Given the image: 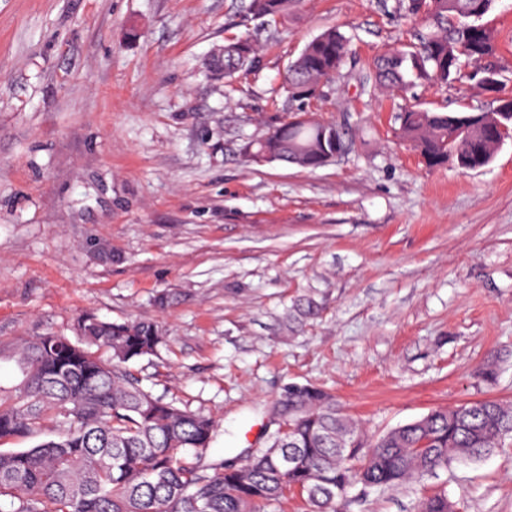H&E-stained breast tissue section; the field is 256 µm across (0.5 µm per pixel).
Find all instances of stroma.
<instances>
[{
	"instance_id": "stroma-1",
	"label": "stroma",
	"mask_w": 512,
	"mask_h": 512,
	"mask_svg": "<svg viewBox=\"0 0 512 512\" xmlns=\"http://www.w3.org/2000/svg\"><path fill=\"white\" fill-rule=\"evenodd\" d=\"M385 0H304L275 22L249 0H0V350L77 319L159 326L128 371L211 415L214 457L245 458L289 386L328 389L375 437L439 407L512 403V140L486 167L427 168L399 106L493 109L512 96V0L489 18L504 87L385 91L373 62L412 42ZM350 37L310 101L349 150L310 170L245 152L289 120L285 69L324 28ZM258 64L213 76L227 40ZM316 315L295 318L296 304ZM496 364L485 382L475 369ZM512 512V440L339 512Z\"/></svg>"
}]
</instances>
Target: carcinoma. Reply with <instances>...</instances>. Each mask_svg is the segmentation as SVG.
Masks as SVG:
<instances>
[{
    "mask_svg": "<svg viewBox=\"0 0 512 512\" xmlns=\"http://www.w3.org/2000/svg\"><path fill=\"white\" fill-rule=\"evenodd\" d=\"M300 0H249L258 19L281 18ZM494 0H395L394 15L418 21L416 42L380 55L376 83L390 89L445 85L466 77L467 67L489 64L495 35L485 21ZM348 37L327 28L312 38L285 73L288 97L299 102L297 123H283L247 145L302 168L346 141L335 125L309 115L303 104L317 96L340 68ZM257 48L247 38L224 45V80L255 67ZM501 104L486 111L431 112L406 107L398 137L413 145L429 167L450 150L466 169L488 165L497 150L492 122L510 123ZM76 339L45 334L23 339L13 350L21 380L0 387V445L54 438L29 448L0 449V512H278L288 491L304 499L306 512H336L354 484L385 492L448 468L456 459L479 460L512 435V404L479 400L423 417L369 442L357 422L315 385L288 388L289 428L245 463L211 459L214 420L181 409L146 391L126 371L136 359L157 353L158 325L111 322L86 316ZM444 491L424 497L417 512H451Z\"/></svg>",
    "mask_w": 512,
    "mask_h": 512,
    "instance_id": "1",
    "label": "carcinoma"
}]
</instances>
